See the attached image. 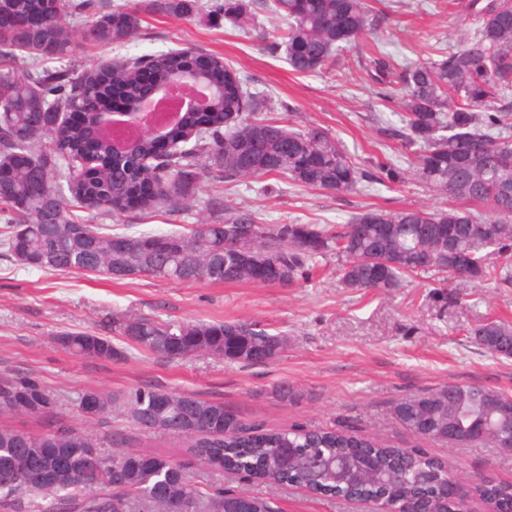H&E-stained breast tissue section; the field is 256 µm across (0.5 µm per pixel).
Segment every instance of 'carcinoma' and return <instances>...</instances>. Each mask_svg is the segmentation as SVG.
I'll return each instance as SVG.
<instances>
[{"label": "carcinoma", "instance_id": "carcinoma-1", "mask_svg": "<svg viewBox=\"0 0 512 512\" xmlns=\"http://www.w3.org/2000/svg\"><path fill=\"white\" fill-rule=\"evenodd\" d=\"M195 2L166 0L157 9L189 13ZM201 7L210 17L254 30L256 10L278 15L283 26L261 31L260 38L284 49L288 65L301 74L332 64L340 49L382 23L368 0H206ZM1 8L16 22L0 27V219L6 224L3 246L23 267L121 279L114 272L128 264L141 276L179 283H247L254 279V255L236 245L237 232L247 230L272 264L262 277L266 284L292 281L331 251L341 283L379 295L392 294L418 273L438 277L445 297L450 284H512V110L494 108L512 91V0H466L475 32L465 47L438 59L400 63L381 52L370 56V82L403 92L401 126L379 131L399 141L408 167L386 161L368 169L323 128L297 130L257 116V98L228 64L224 94L207 111L186 112L170 125L174 152L155 156L154 139L145 134L133 154L119 157L105 125L112 85L124 88L131 109L141 96L137 68L151 67L165 85L188 68L194 49L128 56L104 73L78 72L68 62L71 37L60 20L83 17L98 43L125 44L139 33L134 9L115 5L96 12L93 0H0ZM33 11L47 15L43 25L25 24ZM88 103L102 119L68 124L61 117ZM204 170L226 184L278 176L337 194L363 183H398L410 172L453 203L434 211L368 206L329 230L266 226L216 194L208 206L221 217L186 232L130 233L87 223L89 213L116 215L120 202L150 182L159 191L139 217L162 208L177 212L193 197ZM118 333L129 345L167 359L212 354L237 362L243 352L260 365L286 347L284 337L248 320L174 324L128 316L118 321ZM474 336L491 353L512 357L502 348L511 325L491 321ZM56 341L81 357L121 355L108 336L65 331ZM87 396L100 415L118 412L144 432L182 437L201 470L305 486L315 495L382 500L397 509L424 499L432 512H453L441 494L448 467L412 448L326 427L253 430L222 404L148 385L121 393L86 391L75 404ZM450 399L461 410L456 423L448 419ZM509 400L511 395L481 386L447 385L400 398L394 416L421 439L442 441L451 429L467 443L500 448L512 442V424L498 419L494 404ZM55 407L33 378L6 380L0 389L3 415L42 419ZM177 468L161 454H105L96 439L73 428L34 434L0 427V512H18L24 495L43 501L39 512H238L239 494L204 496ZM474 496L495 512L509 492L484 481Z\"/></svg>", "mask_w": 512, "mask_h": 512}]
</instances>
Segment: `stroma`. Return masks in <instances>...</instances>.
Returning a JSON list of instances; mask_svg holds the SVG:
<instances>
[{
  "label": "stroma",
  "mask_w": 512,
  "mask_h": 512,
  "mask_svg": "<svg viewBox=\"0 0 512 512\" xmlns=\"http://www.w3.org/2000/svg\"><path fill=\"white\" fill-rule=\"evenodd\" d=\"M385 15L379 33L384 49L411 61L461 47L473 26L460 6L446 0H372ZM140 33L122 46H104L71 22L70 62L84 69L132 54L189 46L223 57L260 94L264 114L288 126L328 130L361 167L394 157L396 140H381L380 121L400 111V94L380 99L361 65L371 47L363 39L349 45L335 62L318 72L291 70L284 52H270L258 39L246 38L224 19L202 14L177 15L145 10ZM216 188L201 178L187 209L157 213L147 221L109 218L108 226L148 230H186L209 220L207 201ZM224 200L251 210L264 224L346 223L369 204L388 209L447 207L446 196L417 179L374 185L366 191L336 194L307 189L275 176L225 191ZM336 258L318 259L315 269L292 283H177L152 277L110 280L79 273L43 272L20 267L0 253V380L33 377L57 398L50 421L0 415V427L34 433L50 426H71L94 435L108 452L161 453L187 465L194 483L207 494L224 489L266 499L272 512H362L360 504L336 497H314L287 485H254L242 475L190 467L182 439L168 432L146 433L117 414L84 415L74 404L91 390L122 391L152 385L192 393L222 404L258 429L293 425L354 430L402 448H418L444 459L459 473L493 474L512 484V453L483 443L469 446L424 441L393 418L402 397L436 387L479 385L512 394V358L493 355L470 331L491 320L512 322V285L477 286L456 292L449 303L436 299L431 275L405 278L388 296L344 287L336 278ZM120 316H145L173 323L250 320L286 338L287 348L264 365L230 362L202 354L169 361L125 344L115 331ZM64 331L111 337L121 356L88 359L63 350ZM289 383L302 397L281 402L274 390Z\"/></svg>",
  "instance_id": "35a3bbf8"
}]
</instances>
